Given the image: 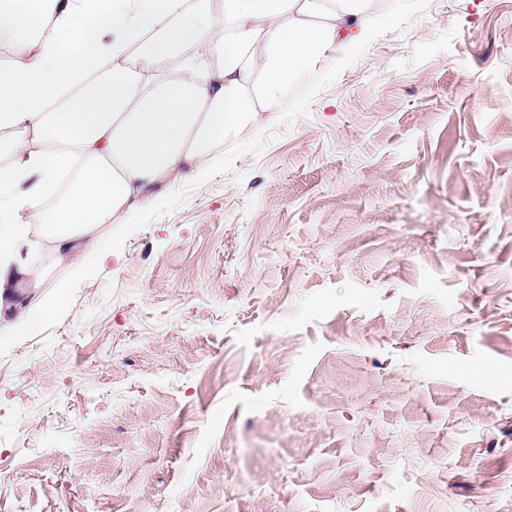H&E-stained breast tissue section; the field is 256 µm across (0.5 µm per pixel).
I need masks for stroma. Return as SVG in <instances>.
<instances>
[{"mask_svg":"<svg viewBox=\"0 0 512 512\" xmlns=\"http://www.w3.org/2000/svg\"><path fill=\"white\" fill-rule=\"evenodd\" d=\"M386 14L106 260L33 231L0 512H512V0Z\"/></svg>","mask_w":512,"mask_h":512,"instance_id":"35a3bbf8","label":"stroma"}]
</instances>
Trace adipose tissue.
I'll return each instance as SVG.
<instances>
[{
  "label": "adipose tissue",
  "mask_w": 512,
  "mask_h": 512,
  "mask_svg": "<svg viewBox=\"0 0 512 512\" xmlns=\"http://www.w3.org/2000/svg\"><path fill=\"white\" fill-rule=\"evenodd\" d=\"M374 19L370 0H0V38L20 49L0 57V344L55 310L11 301L31 285L34 225L82 271L113 218L209 168L217 140L258 127L265 102Z\"/></svg>",
  "instance_id": "obj_1"
}]
</instances>
